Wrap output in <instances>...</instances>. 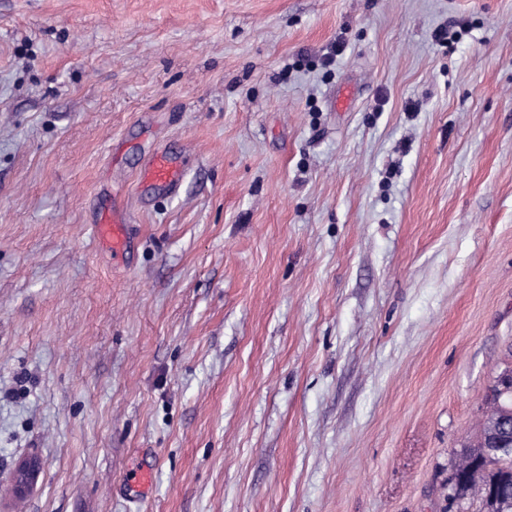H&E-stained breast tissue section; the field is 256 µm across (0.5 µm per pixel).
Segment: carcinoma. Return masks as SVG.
Returning a JSON list of instances; mask_svg holds the SVG:
<instances>
[{
  "mask_svg": "<svg viewBox=\"0 0 512 512\" xmlns=\"http://www.w3.org/2000/svg\"><path fill=\"white\" fill-rule=\"evenodd\" d=\"M487 401L480 435L459 454L446 485L468 512H512V381L493 384ZM493 438L509 452L487 451Z\"/></svg>",
  "mask_w": 512,
  "mask_h": 512,
  "instance_id": "carcinoma-1",
  "label": "carcinoma"
}]
</instances>
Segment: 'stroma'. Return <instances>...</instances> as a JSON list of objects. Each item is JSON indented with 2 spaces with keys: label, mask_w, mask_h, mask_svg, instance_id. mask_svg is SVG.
<instances>
[{
  "label": "stroma",
  "mask_w": 512,
  "mask_h": 512,
  "mask_svg": "<svg viewBox=\"0 0 512 512\" xmlns=\"http://www.w3.org/2000/svg\"><path fill=\"white\" fill-rule=\"evenodd\" d=\"M508 366L512 0H0V512H443ZM185 165L168 151L154 152L141 169V179L168 194L176 193L183 181ZM129 223L126 212L120 203L112 204V208L104 212L97 225L99 234L112 246V253L123 256L131 247V238L128 233ZM39 474V463L35 458H27L18 463L15 468L14 482L19 492H26L30 483Z\"/></svg>",
  "instance_id": "1"
}]
</instances>
